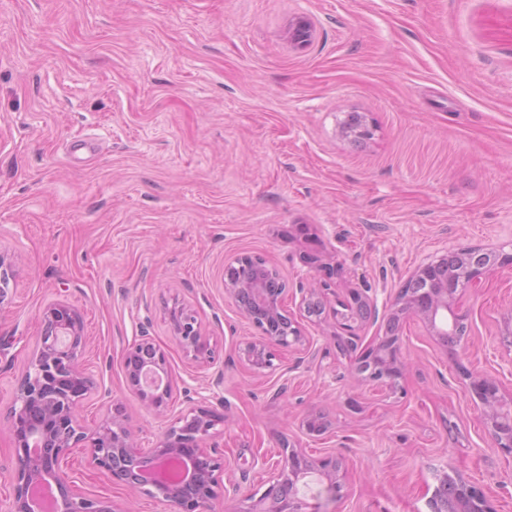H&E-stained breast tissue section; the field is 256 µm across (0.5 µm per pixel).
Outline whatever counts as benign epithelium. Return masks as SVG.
<instances>
[{"instance_id":"obj_1","label":"benign epithelium","mask_w":512,"mask_h":512,"mask_svg":"<svg viewBox=\"0 0 512 512\" xmlns=\"http://www.w3.org/2000/svg\"><path fill=\"white\" fill-rule=\"evenodd\" d=\"M289 36L294 45L307 46L312 37L310 22L296 19ZM505 263L512 265V253L480 247L460 248L421 263L410 280H419L426 287L417 294H397L387 310L388 327L394 329L400 321L415 317L438 341L448 344V337L456 335L455 323L448 322V309L454 308L463 291L479 287L488 272ZM13 278L11 265L0 255V304ZM224 288L235 301L241 291L253 292L256 310L243 307L241 311L261 330V336L245 342L240 352V358L253 369L273 367L279 350L299 349L316 356L296 326L288 328L286 336L267 332L270 319L279 312L280 299L266 295L258 283L242 274H226ZM332 313L346 332V337H336L343 346L356 338L357 325L379 317L376 301L357 288L337 301ZM171 329L185 352L208 366L214 364L213 352L190 309L181 306L171 312ZM84 346L80 311L62 301L47 305L40 314L37 347L14 393L11 433L17 462L6 512H37L41 486L55 489V512H123L112 500L85 496L64 473L62 460L79 446L90 449L95 466L113 481L162 505H172L176 512H202L203 506L217 497L227 468L223 454L204 446L215 427L224 423V415L205 402L216 398L222 405L224 399L187 388L184 408L172 414L175 383L167 369L166 353L154 343L148 327L140 326V335L125 351L128 386L150 411L169 422L153 452L142 456L135 448L131 425L117 405L94 431L86 432L80 426L78 409L95 389L92 377L80 366ZM404 367L398 338L384 336L351 361L350 372L359 383L395 389ZM464 376L467 392L480 401L481 421L494 446L512 456V396L504 397L496 379L486 374L466 370ZM283 447L288 449L284 464L271 467L263 492L245 495L250 505L242 512H307L301 488L308 485L310 477L316 478L330 498L340 495L343 473L336 454L312 458L289 448L287 441ZM447 476L445 471L438 475L426 500L429 512H492L486 492L458 474L454 475L453 492L447 493L442 485Z\"/></svg>"}]
</instances>
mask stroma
<instances>
[{
  "instance_id": "1",
  "label": "stroma",
  "mask_w": 512,
  "mask_h": 512,
  "mask_svg": "<svg viewBox=\"0 0 512 512\" xmlns=\"http://www.w3.org/2000/svg\"><path fill=\"white\" fill-rule=\"evenodd\" d=\"M307 17L308 46L288 37ZM372 134L344 135L348 114ZM463 246L512 252V0H0V255L15 272L0 305V512L15 463L10 407L43 308L84 320L91 394L79 421L112 404L141 451L161 423L125 380V348L147 324L178 385L205 364L170 331L191 308L224 368L222 450L242 512L283 442L345 468L340 498L311 484L317 512H427L440 472L512 512V457L494 448L463 369L512 392V267L457 304L466 333L443 345L399 325L397 390L361 385L336 350L332 314L307 317L301 291L369 289L378 309L428 256ZM263 259L286 315L317 351L253 370L239 356L258 329L224 290L236 257ZM325 414L328 434L306 417ZM63 469L86 495L160 512L74 449Z\"/></svg>"
}]
</instances>
